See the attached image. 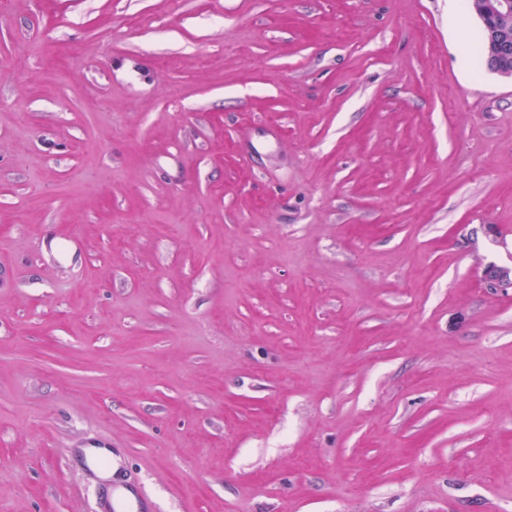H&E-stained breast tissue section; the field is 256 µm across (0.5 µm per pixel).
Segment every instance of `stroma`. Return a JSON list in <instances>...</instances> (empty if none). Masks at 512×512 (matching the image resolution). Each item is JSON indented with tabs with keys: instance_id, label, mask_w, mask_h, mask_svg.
<instances>
[{
	"instance_id": "stroma-1",
	"label": "stroma",
	"mask_w": 512,
	"mask_h": 512,
	"mask_svg": "<svg viewBox=\"0 0 512 512\" xmlns=\"http://www.w3.org/2000/svg\"><path fill=\"white\" fill-rule=\"evenodd\" d=\"M448 0H0V512H512V79ZM83 447L95 448V450L91 451L88 455L81 453L78 461H75V463L79 464L92 477L96 478L93 469H101L103 463L109 462V458L99 450H112V443L103 438H93L85 441ZM100 512H151L153 507L141 488L125 481H112V500L98 503Z\"/></svg>"
}]
</instances>
